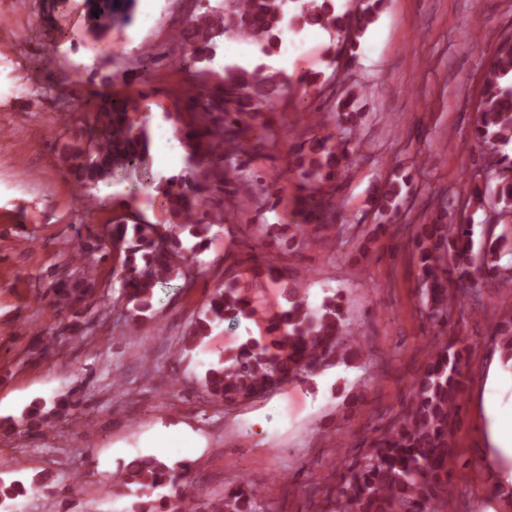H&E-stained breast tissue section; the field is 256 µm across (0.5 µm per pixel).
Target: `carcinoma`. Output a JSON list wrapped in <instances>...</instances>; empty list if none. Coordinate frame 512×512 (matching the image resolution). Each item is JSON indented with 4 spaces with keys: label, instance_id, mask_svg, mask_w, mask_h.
<instances>
[{
    "label": "carcinoma",
    "instance_id": "carcinoma-1",
    "mask_svg": "<svg viewBox=\"0 0 512 512\" xmlns=\"http://www.w3.org/2000/svg\"><path fill=\"white\" fill-rule=\"evenodd\" d=\"M136 0H91L88 30L95 39L104 37L116 22L130 23ZM382 0H367L356 15L340 14L336 0H195L193 11L177 32L182 52L177 65L195 81L213 73L224 36L244 38L271 56L281 44L283 25L294 29L319 27L334 31L338 47L328 50L329 66L346 57L355 58V37L371 23ZM224 75L211 88L189 95L193 125L179 139L188 153L189 167L179 174L152 180L153 189L169 215V223L153 224L127 200L118 202L117 215L107 236L89 235L80 242L77 274L64 273L49 288L54 300L72 312L68 330L73 337L86 332V310L95 294L93 269L113 259L114 283L123 292L127 326L137 332L140 320L152 308L155 289L187 279L191 269L205 272L201 255L208 248L213 227H224L226 208L238 198L255 196L263 179L249 167L247 157L264 148L248 133L258 114L293 90L314 91L327 83L317 72L292 83L282 70L266 64L251 69L223 67ZM131 82L129 71L105 76L98 88L86 95L71 93L75 108L71 141L61 149V162L74 186L93 199L110 187L118 173L135 176L150 154L148 117L138 101L112 92L117 81ZM360 92L349 89L334 111L341 115L336 140L311 136L308 147L293 155L289 169L298 172L301 189L300 220L296 224H257L251 255L255 278L271 279L284 286L283 302L259 307L256 299L229 277L211 293L195 325L182 337L176 356L189 353L211 333L212 324L263 320L266 335L243 336L224 357L197 381L198 390L210 402L234 407L262 398L274 389L320 373L324 368L346 364L363 354L360 339L346 328L342 299L325 297L312 307L304 288V273L282 263L277 254L263 248L265 242L288 237L286 248L313 240L342 243L346 225L338 217L336 187L351 156L353 132L361 112L356 110ZM474 143L491 152L494 181L473 185L470 201L481 209L483 202L512 214V156L502 147L512 143V39L502 41L492 53L485 74L483 98L475 122ZM400 189L386 184L380 193L381 207H399ZM411 242L419 252L420 297L427 318L440 327L452 319L451 297L478 300L479 283L490 275L512 274V240L489 233L482 241L483 264L469 269L473 249L469 224H419ZM456 285L455 295L448 285ZM495 344L504 361H512V318L501 320L494 331ZM470 357L457 338L444 336L426 357L423 369L412 382L405 407L391 421L375 425L364 439L363 455L344 474L334 494L326 500V512H439L452 493L451 471L456 462L454 433L463 407L464 368ZM82 399L75 392L53 401L52 408L36 402L9 426L26 432L53 419L79 420ZM195 461L169 463L139 456L123 465L112 491L132 490L135 499L129 512H201L189 493ZM46 480L44 475L23 476L20 467L0 466V504L27 494ZM216 512H265L264 496L246 483H231L221 493Z\"/></svg>",
    "mask_w": 512,
    "mask_h": 512
}]
</instances>
